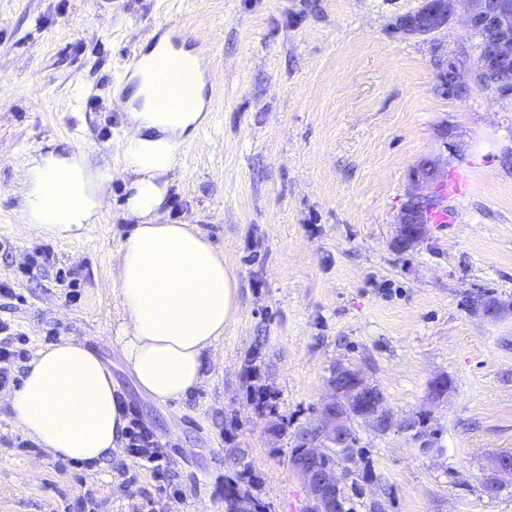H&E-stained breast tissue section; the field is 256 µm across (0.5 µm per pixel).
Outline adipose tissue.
<instances>
[{"label": "adipose tissue", "mask_w": 512, "mask_h": 512, "mask_svg": "<svg viewBox=\"0 0 512 512\" xmlns=\"http://www.w3.org/2000/svg\"><path fill=\"white\" fill-rule=\"evenodd\" d=\"M171 64L163 48L146 59L133 94L150 93L154 105L134 112L117 143L130 176L123 216L134 223L113 283L118 340L138 387L160 401L184 399L202 383L205 354L239 312L238 277L223 252L195 225L162 220L178 140L201 123L195 97L167 96L157 73ZM150 129L168 136L151 139ZM111 179L109 167L86 159L50 153L32 160L23 177L26 223L60 238L79 235L103 214ZM4 399L23 432L52 456L95 462L126 443L129 418L112 376L81 343L40 347Z\"/></svg>", "instance_id": "obj_1"}]
</instances>
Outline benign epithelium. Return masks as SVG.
<instances>
[{
    "label": "benign epithelium",
    "instance_id": "obj_1",
    "mask_svg": "<svg viewBox=\"0 0 512 512\" xmlns=\"http://www.w3.org/2000/svg\"><path fill=\"white\" fill-rule=\"evenodd\" d=\"M460 7L465 11L469 34L474 37L481 33L483 41L471 63L432 43L437 88L443 94L469 90L462 77V71L467 68L480 79L512 66V0H423L416 18L399 29L407 35L430 40L448 27ZM442 177L440 169L429 161L412 169L411 191L401 209L393 240L396 250H413L426 238L428 227L422 214L437 201L435 186ZM328 387L330 394L317 418L304 429L303 452L291 464L303 485L308 512H344L343 475L336 465L324 462V458L333 450L355 447L354 420H362L380 434L396 427L382 391L359 371L343 366L332 369Z\"/></svg>",
    "mask_w": 512,
    "mask_h": 512
}]
</instances>
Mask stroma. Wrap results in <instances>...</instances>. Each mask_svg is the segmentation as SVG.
<instances>
[{
  "instance_id": "35a3bbf8",
  "label": "stroma",
  "mask_w": 512,
  "mask_h": 512,
  "mask_svg": "<svg viewBox=\"0 0 512 512\" xmlns=\"http://www.w3.org/2000/svg\"><path fill=\"white\" fill-rule=\"evenodd\" d=\"M421 0H0V321L35 353L82 342L124 401L165 443L158 469L128 452L100 464L53 459L0 404V512H224L229 454L250 466L268 512H302L288 459L334 366L386 395L398 429H353L373 479L353 512H512L491 460L512 452V94L436 89L430 45L397 19ZM214 48L218 109L176 150L172 223L197 225L239 278V312L186 399L140 392L116 340L111 285L132 224L114 149L128 128L113 105L124 59L165 22ZM448 125L441 140L437 130ZM88 155L112 169L110 204L77 239L25 224L18 189L30 158ZM466 177L454 224L393 248L413 167ZM51 248L32 268L33 247ZM78 285L80 301L65 300ZM495 300V317L473 310ZM448 392L431 400L429 384ZM270 392L271 410L250 402ZM287 419L288 435L271 427ZM423 421L424 456L403 425Z\"/></svg>"
}]
</instances>
